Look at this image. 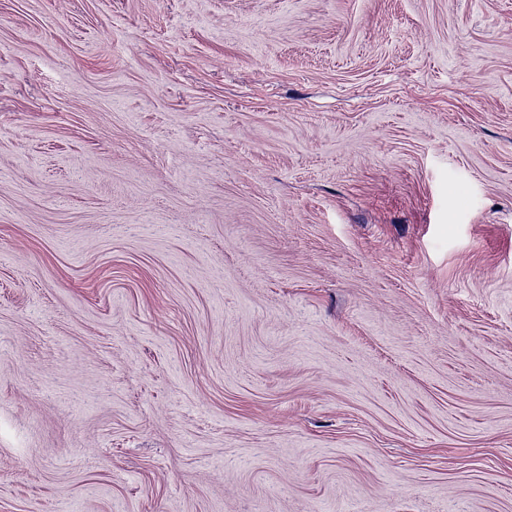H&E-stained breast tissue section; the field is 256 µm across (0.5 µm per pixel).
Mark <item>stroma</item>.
Wrapping results in <instances>:
<instances>
[{
	"label": "stroma",
	"mask_w": 512,
	"mask_h": 512,
	"mask_svg": "<svg viewBox=\"0 0 512 512\" xmlns=\"http://www.w3.org/2000/svg\"><path fill=\"white\" fill-rule=\"evenodd\" d=\"M0 512H512V0H0Z\"/></svg>",
	"instance_id": "obj_1"
}]
</instances>
